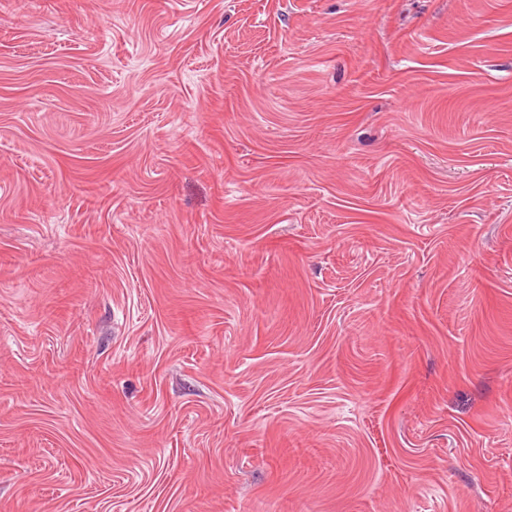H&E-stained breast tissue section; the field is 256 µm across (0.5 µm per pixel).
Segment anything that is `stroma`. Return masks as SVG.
<instances>
[{
    "label": "stroma",
    "instance_id": "35a3bbf8",
    "mask_svg": "<svg viewBox=\"0 0 512 512\" xmlns=\"http://www.w3.org/2000/svg\"><path fill=\"white\" fill-rule=\"evenodd\" d=\"M0 512H512V0H0Z\"/></svg>",
    "mask_w": 512,
    "mask_h": 512
}]
</instances>
